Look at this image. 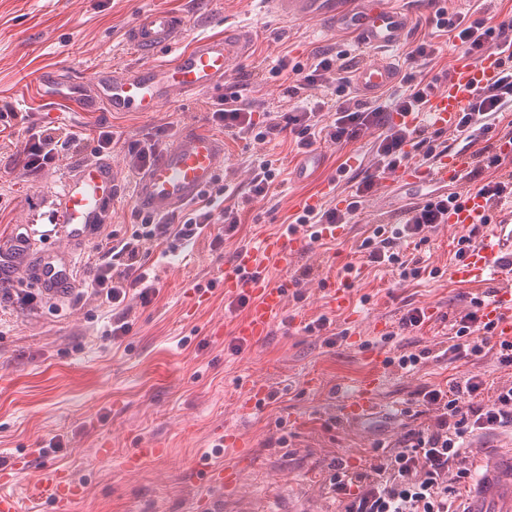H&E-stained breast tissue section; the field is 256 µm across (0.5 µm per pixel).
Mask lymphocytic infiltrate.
Returning <instances> with one entry per match:
<instances>
[{"label":"lymphocytic infiltrate","mask_w":512,"mask_h":512,"mask_svg":"<svg viewBox=\"0 0 512 512\" xmlns=\"http://www.w3.org/2000/svg\"><path fill=\"white\" fill-rule=\"evenodd\" d=\"M431 21L458 42L468 56L499 58L496 80L473 94L468 106L459 112L454 128L456 137L473 148L469 175H477L485 168L493 172L491 178L475 188L476 194L485 198L491 213L512 203V156L481 142L483 133L499 115L512 112V12L502 16L486 11L470 20L440 6ZM349 68L342 54L328 51L315 53L307 63L294 67L289 66L287 58H279L273 73L294 74L305 92L300 105L292 108L283 125H257L237 95L221 97L212 104V123L234 136L263 143L286 132L293 135L300 151L320 140L341 143L356 139L371 128H380L374 170L358 183L346 207H321L296 217V225L307 228L314 242L321 238V225L351 223L361 209L364 195L374 188L377 176L414 159L428 132L427 125L398 124L391 115L427 111L434 94L433 83H417L387 104L379 99L364 102L352 94ZM331 91L335 92L336 101H329L327 94ZM20 120L27 133L19 154L24 169L38 172L54 164L58 155L54 128L31 121L25 112ZM463 201V196L456 192L438 194L410 208L405 222L376 226L357 248L362 263L390 266L404 281L420 278L425 271L420 259L397 251V240L426 242L437 225L446 223L449 209L460 207ZM490 213L480 223L469 225L458 238L456 260H464L479 245L483 227L491 221ZM136 219L137 226L130 235L107 238L98 246L104 261L96 271L92 290L116 311L110 331L114 337L128 331L130 299L146 305L156 293L143 262L150 247L163 244L173 253L209 225H223L225 233L230 234L241 222L238 208L226 204L220 188L205 192L184 211L180 222L141 211ZM495 294V289L489 288L472 297L469 309L456 319L454 340L448 347L452 359L470 361L491 350L499 365L512 368V339L499 336L495 324L484 315L485 305ZM482 386L479 376L468 372L448 388L425 390L422 404L433 411L432 424L409 430L399 450L379 455L361 471H349L339 462L331 465L329 487L343 497L344 512H452L460 486L469 485L473 478L471 468L464 464L472 437L512 424V384L497 388L488 403L468 404V396L477 394Z\"/></svg>","instance_id":"lymphocytic-infiltrate-1"}]
</instances>
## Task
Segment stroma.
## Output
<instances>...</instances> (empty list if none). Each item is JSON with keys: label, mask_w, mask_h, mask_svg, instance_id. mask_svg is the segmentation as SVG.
Segmentation results:
<instances>
[{"label": "stroma", "mask_w": 512, "mask_h": 512, "mask_svg": "<svg viewBox=\"0 0 512 512\" xmlns=\"http://www.w3.org/2000/svg\"><path fill=\"white\" fill-rule=\"evenodd\" d=\"M390 4L405 14L408 25L401 44L386 49L364 46L353 33L315 19L280 18L260 0H0V107L30 113L61 136L108 127L121 131L129 143L193 128L212 130V103L234 92L256 122H281L301 93L295 79L273 76L272 66L281 56L289 64H302L321 50L346 55L355 68L378 57L395 59L397 78L384 93L399 94L449 70L460 51L447 37L432 36L426 22L433 12L430 0ZM146 8H165L186 19L183 47L204 36L241 31L250 35V54L224 84L191 97L173 95L160 111L148 114L81 111L36 84L42 72L77 79L97 68L142 64L127 31ZM427 36L435 56L405 60V52ZM379 134L373 128L354 140L315 145L323 164L304 180L295 176L304 156L289 141L259 144L225 135L224 185L244 193L250 163L263 155L278 170L275 190L246 205L230 236L213 224L177 256L165 258L152 249L145 262L157 275L158 290L150 304L134 306L129 332L115 339L109 334L112 311L89 283L100 261L93 250L98 237L130 233L136 221L124 150L118 146L106 155L121 182L111 223L99 235L72 240L54 225L56 196L66 176L98 161L94 142L77 152L60 150L54 165L29 174L16 163L25 130L19 120L1 118L0 256H10L18 225H33L29 257L66 256L75 272L70 288L82 297L75 306L64 297L50 307L0 298V469L11 479L5 492L22 495L52 465L84 487L72 512H185L202 490L191 466L209 456L236 465L241 474L236 493L210 491L221 512H343V501L327 485L330 464L339 461L360 470L376 446L395 450L409 430L430 423L434 415L421 403L424 389L448 387L466 372L488 383H512V370L501 368L494 354L467 367L447 353L451 326L467 309L469 293L497 285L487 277L476 282L448 275L459 228L438 225L415 250L438 277L404 282L389 267L365 265L348 289L351 309L340 314L328 306L327 288L340 281L343 264L355 260L360 241L376 225L403 222L409 207L442 188L433 183L406 186L380 179L342 236L307 243L286 265L268 270L276 282L302 279L289 288L270 334L254 344L235 336V323L247 307L225 298L221 270L238 250L294 222V196L325 180L348 196L356 180L372 169ZM218 235L224 241L212 247ZM411 308L424 309L426 319L413 330H400L399 320ZM322 316L329 320L326 328L308 331V324ZM381 320L389 333L375 331ZM218 327L223 330L219 336L214 333ZM375 351L386 360L383 407L343 422L336 404L372 371ZM405 352L423 355L413 371L394 362ZM251 380L265 383L266 391L243 419L238 402ZM224 426L244 434L243 451L213 447L212 432ZM53 437L61 440L62 450L38 456V448ZM153 440L165 443L166 454L126 470L125 457ZM103 443L110 445V457L98 455ZM17 460L22 469H13Z\"/></svg>", "instance_id": "stroma-1"}]
</instances>
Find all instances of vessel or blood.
I'll list each match as a JSON object with an SVG mask.
<instances>
[{
  "label": "vessel or blood",
  "instance_id": "1",
  "mask_svg": "<svg viewBox=\"0 0 512 512\" xmlns=\"http://www.w3.org/2000/svg\"><path fill=\"white\" fill-rule=\"evenodd\" d=\"M271 13L290 18L326 19L335 28L356 33L362 44L370 47L398 46L406 31L403 13L383 5L381 0H365L357 12L338 6L336 0H265ZM185 21L168 10L147 9L140 13L128 30V40L147 64L122 71L97 69L85 79L74 81L46 74L43 85H50L61 94L82 105L88 102L111 112L149 113L158 111L172 95L192 96L223 82L231 67L250 50V40L242 33H227L221 37H202L187 50H179ZM170 47L177 54L166 63L153 62L152 56ZM498 72L496 56L478 62L461 60L453 64L447 84L432 98L428 117L441 129L454 128L461 108L473 91L493 80ZM396 66L391 60L378 59L362 65L355 74V86L363 96H374L392 85ZM222 136L203 130H191L179 135L158 160L139 176L134 186L137 204L155 214H167L196 200L214 185L227 165ZM462 159L452 152L437 156L431 166H411L398 170L395 179L405 185L424 182L445 183L456 180ZM118 174L106 161L84 165L68 178L58 194V223L64 224L67 235L77 239L104 217L117 198ZM333 184L321 182L315 192L296 198L299 210L315 209L333 197ZM488 205L478 195H470L462 207L449 211L450 225L461 227L477 223L486 214ZM304 247L300 236H267L258 247L240 250L232 268L222 270V285L226 297L245 292L255 299L237 322L235 334L245 342H256L269 332L281 312L289 288L288 280L268 279L263 270L284 263ZM512 260V224L499 222L487 225L480 245L472 251L452 274L458 279L482 278L494 275L503 286L495 299L484 309L488 319L497 324L499 335H512V272L501 266ZM33 279L50 298L62 296L68 282L65 273L49 257L39 260L30 270ZM383 374L375 370L364 377L343 399L338 415L352 421L379 407V391ZM165 448L156 441L134 449L127 456V468L137 469L145 461L163 456ZM205 474L207 484L224 492H232L238 482L235 467L203 458L195 463ZM31 494H47L56 512H69L71 504L83 494L81 484L61 471L49 472L44 485H35ZM468 512H512V451L495 456L483 464V473L471 490Z\"/></svg>",
  "mask_w": 512,
  "mask_h": 512
}]
</instances>
